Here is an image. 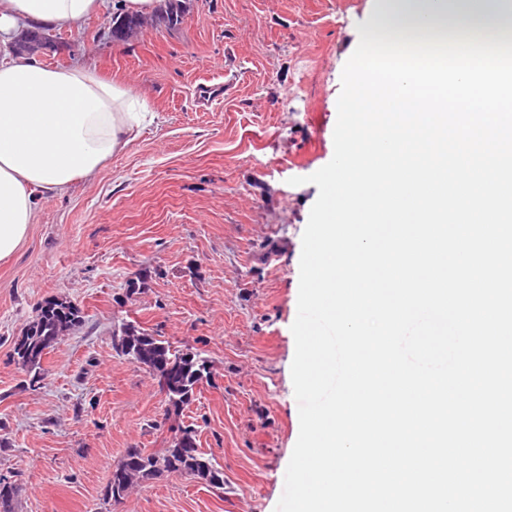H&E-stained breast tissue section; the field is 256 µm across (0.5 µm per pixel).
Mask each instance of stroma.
<instances>
[{
	"label": "stroma",
	"instance_id": "stroma-1",
	"mask_svg": "<svg viewBox=\"0 0 512 512\" xmlns=\"http://www.w3.org/2000/svg\"><path fill=\"white\" fill-rule=\"evenodd\" d=\"M378 0H186L181 24L115 42L111 14L53 29L52 67L132 83L155 119L94 175L40 202L0 262V477L11 512H275L299 435L291 364L302 234L333 157L346 61ZM231 83L197 109L202 85ZM299 185H292V178ZM51 298L82 325L31 383L13 342ZM130 323L200 353L211 380L171 415L118 354ZM193 426L223 487L165 473L105 496L127 449Z\"/></svg>",
	"mask_w": 512,
	"mask_h": 512
}]
</instances>
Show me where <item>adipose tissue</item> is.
<instances>
[{"instance_id":"ef3b65f1","label":"adipose tissue","mask_w":512,"mask_h":512,"mask_svg":"<svg viewBox=\"0 0 512 512\" xmlns=\"http://www.w3.org/2000/svg\"><path fill=\"white\" fill-rule=\"evenodd\" d=\"M106 0H0V34L21 26L78 28ZM138 91L84 66L0 59V261L36 221L35 200L94 175L151 120Z\"/></svg>"}]
</instances>
